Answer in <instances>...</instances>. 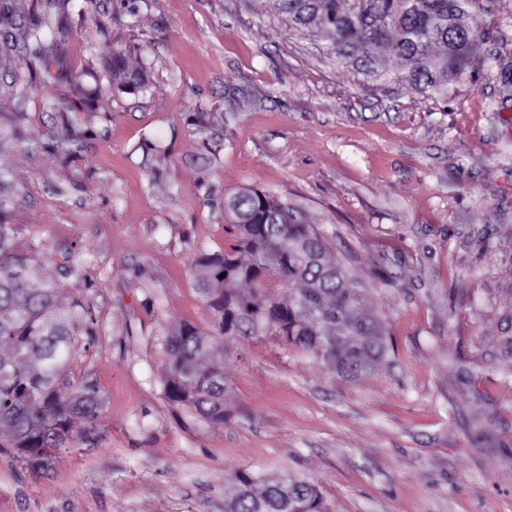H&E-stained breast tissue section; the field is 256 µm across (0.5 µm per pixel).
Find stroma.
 <instances>
[{"label":"stroma","instance_id":"35a3bbf8","mask_svg":"<svg viewBox=\"0 0 512 512\" xmlns=\"http://www.w3.org/2000/svg\"><path fill=\"white\" fill-rule=\"evenodd\" d=\"M0 2L7 221L50 278L89 261L60 300L95 314L69 377L104 400L45 474L0 454V512H224L244 469L306 478L335 512H512V86L478 65L435 100L396 57L372 81L274 0ZM482 4L478 62L512 43V0ZM36 17L37 61L17 39ZM116 52L144 88L113 89ZM69 127L70 155L41 150ZM242 188L325 235L388 355L346 380L274 336L225 340L217 423L165 399L163 336L213 333L192 261L227 246Z\"/></svg>","mask_w":512,"mask_h":512}]
</instances>
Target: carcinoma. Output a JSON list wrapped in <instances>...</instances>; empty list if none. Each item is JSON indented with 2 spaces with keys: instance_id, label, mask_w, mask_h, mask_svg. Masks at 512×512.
<instances>
[{
  "instance_id": "cac0c4a2",
  "label": "carcinoma",
  "mask_w": 512,
  "mask_h": 512,
  "mask_svg": "<svg viewBox=\"0 0 512 512\" xmlns=\"http://www.w3.org/2000/svg\"><path fill=\"white\" fill-rule=\"evenodd\" d=\"M276 9L313 27L336 60L389 82L391 56L403 59L406 80L419 94L446 99L471 66V46L485 38L476 22L480 0H276ZM43 22L33 19L23 39L40 50ZM440 45L444 51L433 54ZM512 45L488 58L500 82L512 84ZM116 87H141L145 75L120 54L107 64ZM0 196V449L9 448L25 469H50L81 420L92 435L103 400L87 381H62L77 347L96 336L90 307L58 300L61 284L44 278L43 259L18 244V225L4 220ZM228 247L200 251V292L213 322L207 334L181 324L164 336L165 399L206 420L224 421V339L276 336L348 380L371 371L388 353L383 332L358 282L328 257L326 238L288 200L246 188L224 203ZM290 287L269 293L270 283ZM244 285L253 286L245 295ZM72 389L65 395L61 386ZM224 512H331L317 486L300 477L265 480L252 471L234 475Z\"/></svg>"
}]
</instances>
